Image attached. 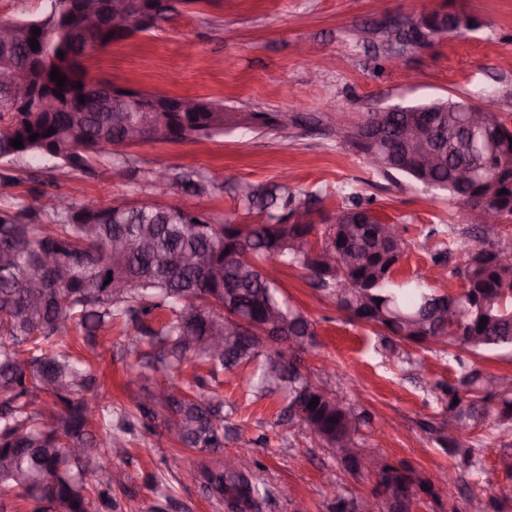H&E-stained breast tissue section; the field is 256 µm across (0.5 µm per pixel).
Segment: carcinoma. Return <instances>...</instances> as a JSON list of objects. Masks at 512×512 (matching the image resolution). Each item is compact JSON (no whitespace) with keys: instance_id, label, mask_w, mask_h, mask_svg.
Instances as JSON below:
<instances>
[{"instance_id":"cac0c4a2","label":"carcinoma","mask_w":512,"mask_h":512,"mask_svg":"<svg viewBox=\"0 0 512 512\" xmlns=\"http://www.w3.org/2000/svg\"><path fill=\"white\" fill-rule=\"evenodd\" d=\"M99 0H49V10L34 19L14 21L10 41L0 40V161L46 155L82 175H95L96 157L106 146L125 144L129 132L156 123L168 130L166 142L211 137L224 132V104L207 99L201 112H143L141 98L159 101L168 95L146 94L117 87L113 96L87 80L82 62L96 46L123 38L110 31L91 32L84 12ZM132 31H150L176 11L173 0H130ZM447 20L432 14L394 30L401 45H427V34L438 35ZM39 28L35 36L33 28ZM39 43L33 50L29 39ZM64 56H59L58 51ZM66 77L57 87L50 73ZM24 69L42 87L58 90V108L41 109L32 102L15 103L10 77ZM81 88H76L77 84ZM84 96L85 103L79 102ZM466 104L433 99L409 106L407 112H368L343 129L344 141L370 126L384 130L376 152L391 165H377L365 155L369 168L384 177L405 176L426 188L475 210L490 200L501 215L512 217V126L497 112L478 124L469 122ZM53 134H47L48 129ZM411 128L431 142L435 162H420ZM39 134L33 142L30 134ZM22 137L23 147L11 140ZM469 178H458L461 170ZM123 175L132 187L154 182L153 172L126 164ZM184 193L203 195L210 179L194 170L171 172ZM506 193L499 194L500 190ZM232 191L255 224L221 223L207 213L179 205L144 203L89 206L56 195L53 204L17 202L0 207V491H13L31 505L30 512H122L112 493V448L94 436L102 430L130 433L163 428L185 448L218 452L224 447V402L207 392L209 379L224 370L256 363L250 395L281 392L284 407L278 423L288 422L309 434L352 477L364 475L336 452V446L367 447L363 428L370 414L359 402H347L331 384L311 390L309 378L288 365V377L278 364L286 340L306 346L314 341V324L282 294L262 271L267 260H279L306 271L315 290L350 320L384 331L385 348L417 342L428 336L439 343L476 356L512 349V250L501 246L496 225L473 229L477 244L468 248L459 274L464 290L439 294L418 282L394 286L392 276L406 252L400 228L391 235L379 230L382 219L372 200L341 190L344 206L333 223L318 232L310 215L315 192H295L283 183L236 185ZM322 234L321 241L314 236ZM334 253V266L321 270L303 243ZM124 281L115 288L107 279ZM166 312L156 320L155 313ZM276 312L279 324L257 346L239 339L220 351L208 339L237 316ZM487 321H481V318ZM116 320L124 322L126 349L137 352L153 367L179 368L196 360L208 366L209 378L194 383H170L156 396L133 399L134 408H112L103 402L95 365L66 350L71 330L94 347ZM458 372L452 382L434 388L446 399L447 419L432 425L430 435L446 450L453 466L474 479L483 473L481 448L498 449L500 464L512 474V380L498 378L488 390L489 375L473 361L456 356ZM318 398V405L309 402ZM458 404H453V400ZM492 421L493 430L478 442L467 434ZM98 448L97 456L92 449ZM181 467L209 498L227 512H260L268 489L248 467H228L180 458ZM390 481L405 489L404 512L420 507L423 496L436 498L426 475L409 465L388 475L376 474L375 487ZM361 496L343 485L332 512H353ZM456 512H502L494 493L471 492Z\"/></svg>"}]
</instances>
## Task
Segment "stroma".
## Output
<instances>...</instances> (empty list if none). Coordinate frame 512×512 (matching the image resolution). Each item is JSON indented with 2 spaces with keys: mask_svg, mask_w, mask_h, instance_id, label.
I'll return each instance as SVG.
<instances>
[{
  "mask_svg": "<svg viewBox=\"0 0 512 512\" xmlns=\"http://www.w3.org/2000/svg\"><path fill=\"white\" fill-rule=\"evenodd\" d=\"M431 4L477 16L481 25L436 36L427 47L389 45L379 34L363 42L364 29L389 18L418 19ZM84 64L104 83L218 100L229 113L287 112L297 122L279 130L230 123L210 138L113 146L100 158L116 169L109 180L69 172L48 156L21 158L11 165L14 182L0 184V205L33 201L51 180L61 193L79 186L85 204L175 202L220 222L236 208L230 185L284 179L293 191L320 192L313 216L320 225L342 206L336 189L344 185L374 198L384 222L405 227L407 249L395 281L421 275L436 292L462 290L461 277H429L426 235L433 227L472 226L469 209L404 177L374 173L337 131L374 108L431 98L484 102L511 120L512 0H199L179 6L152 31L96 48ZM128 159L145 170L195 169L213 187L204 196L177 198L151 184L133 188L118 172ZM263 271L314 324L303 372L314 380L335 364L341 393L360 397L372 416L371 445L425 473L439 489L469 484L426 430L443 408L435 381L455 378V348L403 343L399 349L410 362L398 365L377 331L321 300L305 270L270 261ZM122 331L114 326L95 347L76 343L72 351L99 369L113 406L128 408L141 389L134 374L146 372L156 383L170 374L143 369L136 354L121 352ZM249 375L246 366L224 372L214 390L224 402V451L259 465L258 476L270 490L265 512H331L340 482L364 495L372 491L373 478H351L309 436L278 423L280 394L257 401L245 397ZM112 437L126 449L112 461L114 476L122 480L114 493L124 512H156L169 498L176 503L172 512H224L176 466L179 449L167 436L139 429Z\"/></svg>",
  "mask_w": 512,
  "mask_h": 512,
  "instance_id": "1",
  "label": "stroma"
}]
</instances>
